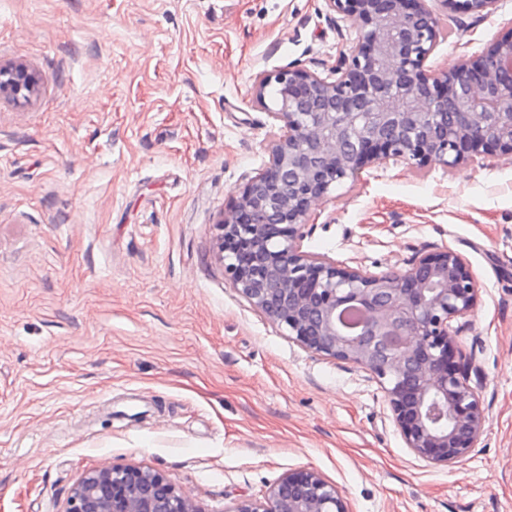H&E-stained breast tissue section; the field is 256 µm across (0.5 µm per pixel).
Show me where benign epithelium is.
<instances>
[{
	"mask_svg": "<svg viewBox=\"0 0 512 512\" xmlns=\"http://www.w3.org/2000/svg\"><path fill=\"white\" fill-rule=\"evenodd\" d=\"M479 17L498 0H442ZM359 26L327 76L265 74L255 100L281 123L268 162L220 214L213 258L232 287L304 349L357 364L382 384L406 447L453 466L476 448L485 410L466 383L456 337L480 300L467 260L423 250L372 274L302 249L311 208L333 184L389 163L454 168L512 157V36L450 69L427 65L440 42L427 0H326ZM42 77L0 65V98L27 102ZM277 88L274 105L266 89ZM65 512H201L160 471L103 465L73 488ZM226 512H349L313 468L288 471L261 500Z\"/></svg>",
	"mask_w": 512,
	"mask_h": 512,
	"instance_id": "benign-epithelium-1",
	"label": "benign epithelium"
}]
</instances>
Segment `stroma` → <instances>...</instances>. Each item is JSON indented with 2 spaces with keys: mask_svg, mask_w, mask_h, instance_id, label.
<instances>
[{
  "mask_svg": "<svg viewBox=\"0 0 512 512\" xmlns=\"http://www.w3.org/2000/svg\"><path fill=\"white\" fill-rule=\"evenodd\" d=\"M436 68L512 33L428 0ZM357 25L325 0H0V512H65L105 464L161 471L201 512L311 467L349 512H512V161L390 164L312 208L305 251L380 274L464 256L480 300L457 338L485 409L452 467L406 447L380 381L313 354L212 258L220 212L279 124L260 75L326 73ZM42 79V76L24 65L3 67L0 64V98L8 97L18 103L27 102Z\"/></svg>",
  "mask_w": 512,
  "mask_h": 512,
  "instance_id": "1",
  "label": "stroma"
}]
</instances>
